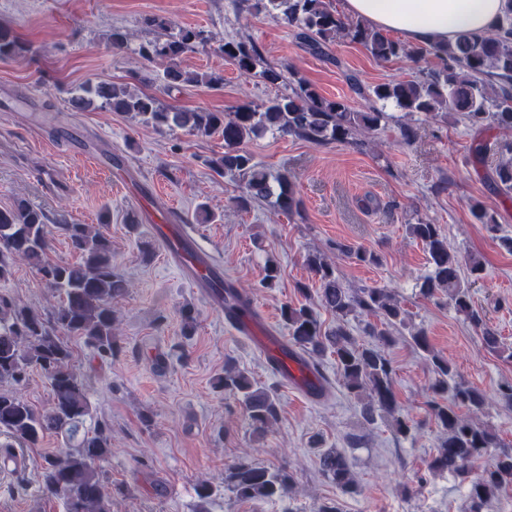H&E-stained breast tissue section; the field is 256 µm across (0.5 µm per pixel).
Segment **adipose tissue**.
Returning <instances> with one entry per match:
<instances>
[{
	"mask_svg": "<svg viewBox=\"0 0 512 512\" xmlns=\"http://www.w3.org/2000/svg\"><path fill=\"white\" fill-rule=\"evenodd\" d=\"M505 6L506 0H343L346 15L419 44L494 29Z\"/></svg>",
	"mask_w": 512,
	"mask_h": 512,
	"instance_id": "1",
	"label": "adipose tissue"
}]
</instances>
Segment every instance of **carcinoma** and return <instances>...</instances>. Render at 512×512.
Returning a JSON list of instances; mask_svg holds the SVG:
<instances>
[{
    "instance_id": "obj_1",
    "label": "carcinoma",
    "mask_w": 512,
    "mask_h": 512,
    "mask_svg": "<svg viewBox=\"0 0 512 512\" xmlns=\"http://www.w3.org/2000/svg\"><path fill=\"white\" fill-rule=\"evenodd\" d=\"M253 8L293 28L296 38L314 55L325 57L332 42L348 38L363 45L378 60L406 56L418 61L429 54L436 63L409 79L389 80L372 87L352 80V90L364 100L359 111L342 101L322 97L301 78L291 83L286 96L271 99L259 108L239 105L229 113L180 111L162 105L150 93L108 82L88 83L76 89L70 97L72 107L82 110L100 100L111 111L131 115L159 131L178 127L202 136L219 133L224 139V153L208 160V165L221 178L239 179L238 194L231 198L234 207L246 211L257 201H270L284 214L302 206L288 175L272 174L255 162L245 147L246 141L269 131L314 145L359 144L358 136L378 130L381 123L391 119L386 112L389 106L410 117L444 119L453 114L479 130L512 128V0H508L494 30L461 33L447 44L424 45L401 43L358 21L346 20L331 9L327 0H256ZM210 41L202 30L181 28L163 40L140 44L135 52L148 63L167 61L162 81L169 92L187 84L216 88L223 84L222 75L200 74L181 67L183 55ZM26 51L27 44L20 36L0 26L1 59ZM216 51L242 75L256 72L272 84L283 79L281 70L266 62L248 37L222 40ZM469 151L476 164L484 163L491 152L508 155L495 167L492 180L502 192H512V142L476 139ZM108 223L107 211L101 213L99 227L95 228L89 224H53L42 208L23 200L0 207V281L12 276L16 261L25 260L37 270L44 286L61 297L46 311L0 298V382L19 385L27 379L29 369L36 366L50 381L52 395L48 410L40 412L19 394L1 390L0 434L21 448L36 445L46 432L65 441L66 448L45 461L40 481L41 497L62 500L65 512H112L114 493L105 487L96 467L98 461L112 453L110 436L101 428L85 427L91 405L67 341L69 337L82 338L103 357L120 351L118 316L112 301L127 292L128 280L119 270L112 242L103 231ZM406 231L423 244L431 268L420 286L422 295L445 296L458 314L481 331L486 349L512 358V351L487 328L473 307L462 280L464 267L472 277L481 278L483 262L475 256L462 259L448 247L447 237L436 224H408ZM57 233L67 238L78 254L77 262L57 261L50 256V243ZM306 264L321 282L320 304L331 312L336 323L325 328L307 306L282 305L281 319L289 333L288 351L300 349L333 356L344 388L363 403L366 422L375 421L379 415L391 419L398 433H409L412 424L400 415L392 384L393 368L384 351L395 342L392 331L409 326L408 312L385 288H364L358 293L346 288L321 253L308 254ZM218 285L216 293L224 299L225 313L231 315L250 307L246 291L222 280ZM357 310L376 319V323L367 324L368 334L376 344H360L349 331L347 317ZM410 337L416 348L431 354L439 376L433 391H446L448 383H453L451 401H428L429 414L439 429L438 445L428 469L448 473L467 485L469 512H481L485 504L512 488V448L501 450L482 471H473L475 459L488 449L499 447V443L488 428L461 414L460 409L480 412L486 398L458 380L451 362L431 352L425 329L411 327ZM216 388L238 397L255 435H264L280 421L282 406L275 391L233 362L226 363ZM320 465L324 476L341 491L354 487L348 462L336 450L322 453ZM224 483L241 500L282 497L294 487L292 475L286 470L245 458L229 466Z\"/></svg>"
}]
</instances>
